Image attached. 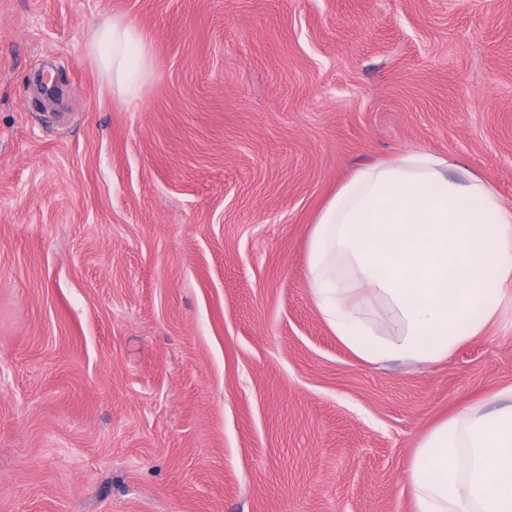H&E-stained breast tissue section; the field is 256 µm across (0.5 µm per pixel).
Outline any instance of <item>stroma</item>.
Returning a JSON list of instances; mask_svg holds the SVG:
<instances>
[{"mask_svg": "<svg viewBox=\"0 0 512 512\" xmlns=\"http://www.w3.org/2000/svg\"><path fill=\"white\" fill-rule=\"evenodd\" d=\"M421 148L512 206V0H0V512H416L425 434L505 403L512 293L374 365L307 259L358 162ZM90 52L107 70L123 101L134 96L150 65L148 41L133 24L113 20L100 28L90 43Z\"/></svg>", "mask_w": 512, "mask_h": 512, "instance_id": "1", "label": "stroma"}]
</instances>
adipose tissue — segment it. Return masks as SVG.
<instances>
[{"mask_svg": "<svg viewBox=\"0 0 512 512\" xmlns=\"http://www.w3.org/2000/svg\"><path fill=\"white\" fill-rule=\"evenodd\" d=\"M90 52L121 99L150 65L148 41L121 20L100 28ZM453 157L419 149L365 160L329 200L308 246L310 297L336 337L375 364H430L480 335L512 288V207L476 175L451 177ZM378 306L393 334L361 308ZM416 512H512V402L432 428L410 468Z\"/></svg>", "mask_w": 512, "mask_h": 512, "instance_id": "ef3b65f1", "label": "adipose tissue"}]
</instances>
